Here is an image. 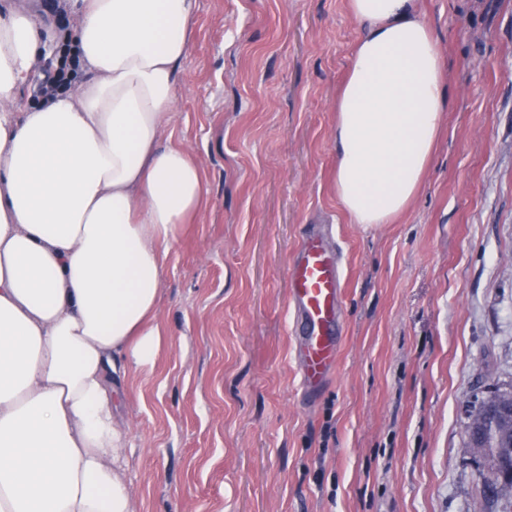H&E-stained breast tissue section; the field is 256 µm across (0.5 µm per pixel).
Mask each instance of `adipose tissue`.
<instances>
[{"instance_id":"1","label":"adipose tissue","mask_w":512,"mask_h":512,"mask_svg":"<svg viewBox=\"0 0 512 512\" xmlns=\"http://www.w3.org/2000/svg\"><path fill=\"white\" fill-rule=\"evenodd\" d=\"M59 34L0 9V512H134L128 371L153 370L172 243L205 205L171 128L198 0H73ZM362 28L336 101V195L388 224L420 191L452 98L416 0H347ZM90 80L20 97L47 47Z\"/></svg>"}]
</instances>
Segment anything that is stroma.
<instances>
[{
    "label": "stroma",
    "instance_id": "obj_1",
    "mask_svg": "<svg viewBox=\"0 0 512 512\" xmlns=\"http://www.w3.org/2000/svg\"><path fill=\"white\" fill-rule=\"evenodd\" d=\"M453 98L421 191L351 223L336 95L345 0H198L172 126L209 200L171 247L170 337L116 402L136 512H474L465 410L512 379V0H418ZM307 224L345 258L336 373L303 400L288 269Z\"/></svg>",
    "mask_w": 512,
    "mask_h": 512
}]
</instances>
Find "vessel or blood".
<instances>
[{"mask_svg":"<svg viewBox=\"0 0 512 512\" xmlns=\"http://www.w3.org/2000/svg\"><path fill=\"white\" fill-rule=\"evenodd\" d=\"M344 292L343 266L329 233L308 227L288 273L294 357L305 399L315 398L324 388L339 359Z\"/></svg>","mask_w":512,"mask_h":512,"instance_id":"obj_1","label":"vessel or blood"}]
</instances>
